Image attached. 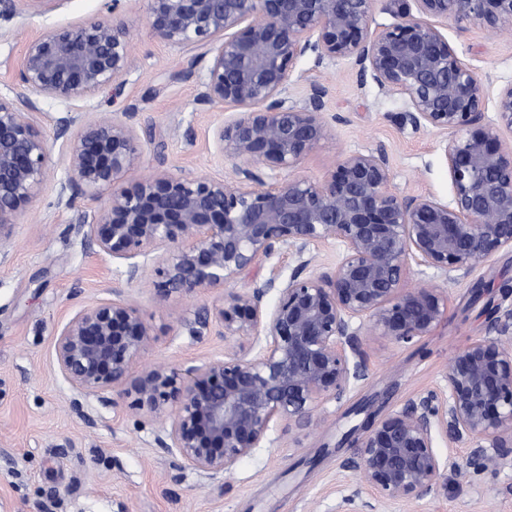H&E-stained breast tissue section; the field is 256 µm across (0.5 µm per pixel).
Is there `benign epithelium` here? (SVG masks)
I'll list each match as a JSON object with an SVG mask.
<instances>
[{"label": "benign epithelium", "mask_w": 512, "mask_h": 512, "mask_svg": "<svg viewBox=\"0 0 512 512\" xmlns=\"http://www.w3.org/2000/svg\"><path fill=\"white\" fill-rule=\"evenodd\" d=\"M62 0H0L3 11L41 14ZM379 0H147L146 22L164 45L195 48L187 74L206 62L197 100L237 110L216 123L217 156L229 179L149 172L132 187L138 135L132 119L66 112L67 178L58 203H95L80 214L99 251L124 266L127 281L163 249L153 300L222 289L286 249L297 261L284 278L272 270L251 288L232 291L217 333L231 342L224 359L179 373L151 364V327L120 288L79 311L57 332L63 379L111 408L131 407L162 423L155 444L182 466L210 475L231 471L269 431L310 427L318 409L339 403L367 378L362 337L398 345L422 341L448 317L443 288L407 285L411 264L451 280L468 276L502 250L512 251V83L499 89L496 118L486 116L488 87L448 41V21L512 29V0H412L396 21L372 28ZM336 58L353 61L386 95L405 105V120L441 136L452 196L400 192L388 154L345 155L326 178H281L331 127L325 90L312 84L303 104L290 100L302 73ZM10 94H0V243L45 180L52 143L34 118L33 96L63 104L87 101L132 72L128 30L117 16L31 37L16 62ZM337 243L334 267L308 274L310 255ZM275 295L269 306L265 298ZM344 468L357 476L336 512H384L416 506L448 490L451 458L440 436L469 447L481 470L512 462V308L497 313L489 335L457 351L445 385L382 413L366 399Z\"/></svg>", "instance_id": "7a95c632"}]
</instances>
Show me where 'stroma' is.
I'll return each instance as SVG.
<instances>
[{
    "label": "stroma",
    "instance_id": "1",
    "mask_svg": "<svg viewBox=\"0 0 512 512\" xmlns=\"http://www.w3.org/2000/svg\"><path fill=\"white\" fill-rule=\"evenodd\" d=\"M146 0H61L42 15L0 13V89L12 84L10 62L25 41L50 28L80 24L119 10L136 67L127 81L102 88L85 105L95 115L135 113L140 150L136 168L163 169L188 178H228L231 166L215 158L211 129L230 109L198 102L199 77L187 75L190 50L173 49L152 35ZM448 40L492 89L512 83V32H490L473 23L449 24ZM299 69L322 86L324 110L334 116L330 137L295 170L313 180L326 177L352 152L385 150L394 185L407 194L451 198L440 137L414 129L402 100L383 94L370 76L348 60ZM54 168L26 206L11 237L0 245V512H331L340 489L355 482L344 462L355 450L340 438L358 417L350 408L364 397L389 411L405 400L442 386L451 357L489 332L498 310L512 307V251L503 250L464 279L412 267L413 285H437L448 294V319L411 346L387 337L363 339L368 378L339 404L318 411L316 425L282 437L272 430L264 447L243 457L227 474L181 467L157 449L158 423L123 405L120 414L96 397L74 391L57 373L54 335L83 306L122 289L154 334L149 359L184 369L224 355L215 333L189 335L181 321L199 311L216 314L224 290L195 300L156 306L151 293L156 262L142 278L127 282L123 267L99 252L76 221L84 203L59 206L56 183L65 174L61 146ZM448 492L423 501L417 512H512V466L468 468L465 448H449Z\"/></svg>",
    "mask_w": 512,
    "mask_h": 512
}]
</instances>
